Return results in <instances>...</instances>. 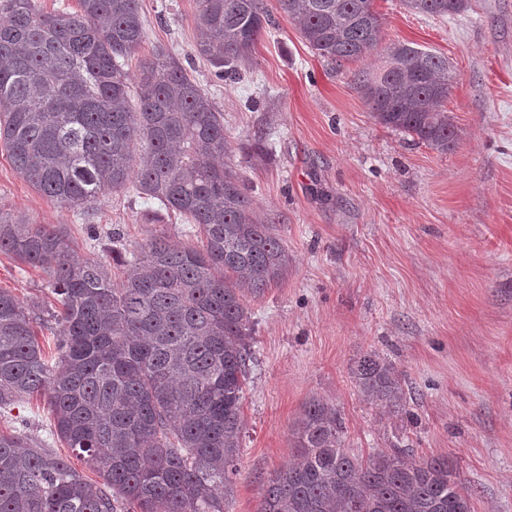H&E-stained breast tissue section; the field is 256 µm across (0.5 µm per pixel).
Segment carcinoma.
I'll return each instance as SVG.
<instances>
[{
  "instance_id": "obj_1",
  "label": "carcinoma",
  "mask_w": 512,
  "mask_h": 512,
  "mask_svg": "<svg viewBox=\"0 0 512 512\" xmlns=\"http://www.w3.org/2000/svg\"><path fill=\"white\" fill-rule=\"evenodd\" d=\"M197 0L200 55L238 74L277 9L309 48L337 65L381 42L373 0ZM412 13L456 15L468 0H402ZM145 41L139 0H77L48 13L0 0V145L16 172L63 207L134 182L197 226L199 246L155 235L108 266L79 259L66 234L0 216V252L43 270L56 305L0 291V410L42 396L52 438L96 463L85 479L51 445L0 433V512H224L239 472L242 404L258 298L288 271V252L258 222L230 155L224 116L173 58L142 63L131 103L125 60ZM448 57L398 43L360 88L379 124L446 153L457 128L446 104ZM56 336L48 355L37 329ZM364 400L406 409L395 366L370 352L352 370ZM296 455L268 479L259 512H471L446 456L366 458L345 447L336 407L310 398Z\"/></svg>"
}]
</instances>
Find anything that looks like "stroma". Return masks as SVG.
I'll return each mask as SVG.
<instances>
[{"mask_svg":"<svg viewBox=\"0 0 512 512\" xmlns=\"http://www.w3.org/2000/svg\"><path fill=\"white\" fill-rule=\"evenodd\" d=\"M380 47L338 65L313 53L296 21L276 13L237 79H218L196 52V0H140L146 39L125 63L130 86L156 50L170 54L224 115L232 161L288 252V272L249 301L254 363L242 408L240 471L227 512H257L271 474L294 456L306 401L336 407L347 446L366 456L405 449L453 459L472 512H512V0H469L445 18L374 0ZM407 43L444 56L458 131L441 154L376 123L357 86ZM0 216L66 227L80 258L123 268L163 233L193 245V225L134 186L87 208L38 192L0 149ZM0 289L53 305L45 273L0 253ZM379 353L402 377L407 415L363 401L351 370ZM51 418L29 398L0 431L46 440Z\"/></svg>","mask_w":512,"mask_h":512,"instance_id":"stroma-1","label":"stroma"}]
</instances>
